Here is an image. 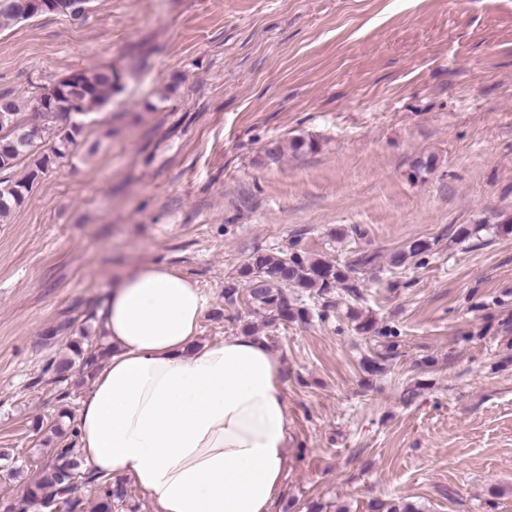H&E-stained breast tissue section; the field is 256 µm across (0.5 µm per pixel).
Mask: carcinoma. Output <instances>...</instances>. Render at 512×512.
Segmentation results:
<instances>
[{
  "mask_svg": "<svg viewBox=\"0 0 512 512\" xmlns=\"http://www.w3.org/2000/svg\"><path fill=\"white\" fill-rule=\"evenodd\" d=\"M23 0H0V29L19 21ZM121 74L112 67L97 68L71 73L58 81L67 87L68 96L45 104L51 92L43 93L33 106L32 115L21 111L14 98L0 95L6 108L5 124H0V221L6 220L22 207L29 193L56 161L70 153L83 130V115L94 107L106 104L112 94L120 88ZM53 134V143L40 147L46 134ZM319 150L313 139L294 137L288 141L272 140L267 143L264 154L277 161L285 154H305ZM27 161L24 173L15 175L19 162ZM437 241L416 239L402 249L392 253L381 266L379 255L359 253L347 263H336L319 253L295 247L270 252L255 249L239 267L237 275L224 282V303L235 306L243 300L248 309L266 318V323L309 322L313 315L324 316V312L312 313L304 297H314L329 306L331 295L343 289L349 296L361 295L365 278L363 274L383 271V268H401L416 259L422 260L434 252ZM399 345L391 340L382 346V351L363 361V370L371 376H382L387 372V361L398 355ZM68 352L54 362L56 381L68 380L77 358L91 369L95 357L85 356L79 339H71ZM60 463L41 468L36 479L28 484L25 500L33 503L42 498L56 502L62 512H78L80 501L69 497L70 483L76 479L89 482L91 477L81 468L79 449L70 442L54 449ZM101 496L96 512H112V501L125 496L122 484L110 480L99 482ZM371 512H422L414 503L405 500L373 501Z\"/></svg>",
  "mask_w": 512,
  "mask_h": 512,
  "instance_id": "carcinoma-1",
  "label": "carcinoma"
}]
</instances>
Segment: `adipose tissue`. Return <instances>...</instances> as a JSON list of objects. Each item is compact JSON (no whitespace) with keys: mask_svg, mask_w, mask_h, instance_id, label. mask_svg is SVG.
I'll use <instances>...</instances> for the list:
<instances>
[{"mask_svg":"<svg viewBox=\"0 0 512 512\" xmlns=\"http://www.w3.org/2000/svg\"><path fill=\"white\" fill-rule=\"evenodd\" d=\"M207 300L162 264L124 271L112 349L76 419L86 471L131 477L157 512H270L288 464L280 362L263 338L200 342Z\"/></svg>","mask_w":512,"mask_h":512,"instance_id":"adipose-tissue-1","label":"adipose tissue"}]
</instances>
